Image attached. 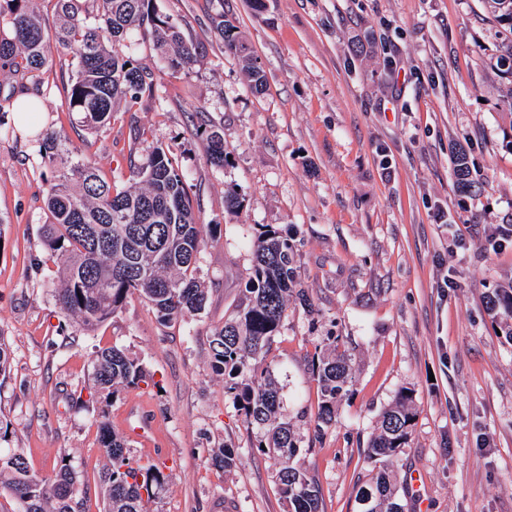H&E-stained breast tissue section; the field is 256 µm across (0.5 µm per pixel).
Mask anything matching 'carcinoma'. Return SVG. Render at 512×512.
<instances>
[{
    "label": "carcinoma",
    "mask_w": 512,
    "mask_h": 512,
    "mask_svg": "<svg viewBox=\"0 0 512 512\" xmlns=\"http://www.w3.org/2000/svg\"><path fill=\"white\" fill-rule=\"evenodd\" d=\"M32 0H0V71L15 79L14 89L25 93L28 80L51 60V45L71 54L72 78L67 111L94 130L112 117L116 105H134L152 97L157 76L134 63L121 45L137 31L152 38L165 54L167 68L182 72L197 61L194 44L179 23L159 14L152 0H56L58 23L46 33ZM487 13L503 29L497 45V65L512 76V0H482ZM224 48L236 55L244 46L232 27L218 24ZM207 162L224 166L229 151L224 137L204 129ZM45 166L54 169L70 154L67 139L49 128L36 133ZM135 178L118 188L100 170L95 155L72 157L58 170L45 199L50 222L44 240L63 273L57 291L60 309L75 323L92 329L106 321L125 299L138 294L164 320L204 309L207 291L193 276L196 256L206 234L217 225L200 224L183 181L178 161L157 148L146 162L134 166ZM456 185L463 193L479 190L466 162L457 164ZM300 242L273 228L262 230L253 242V264L244 299L224 326L210 337L212 366L224 375L247 428L256 432L252 447L278 460L274 478L288 512H321V495L309 476L293 426L282 418V398L274 370L267 363L288 303L295 297L315 312L304 291L296 288V258ZM495 330L512 344V284L485 296ZM314 381L320 390L317 430L336 425L341 401L351 383V358L341 340L329 336L310 356ZM99 392L117 395L145 381L144 368L116 346L104 348L93 366ZM416 411L412 393L402 390L380 415L368 440L365 456L378 463L373 483L360 489V512H405L398 497L395 464L409 444ZM107 464L99 482L104 512H147L160 497L167 475L153 464L134 460L126 440L105 426L99 436ZM239 459L237 449L212 451L209 463L230 471ZM21 512H89L87 491L77 486L72 467L63 463L49 478L32 474L22 453L0 449V479Z\"/></svg>",
    "instance_id": "obj_1"
}]
</instances>
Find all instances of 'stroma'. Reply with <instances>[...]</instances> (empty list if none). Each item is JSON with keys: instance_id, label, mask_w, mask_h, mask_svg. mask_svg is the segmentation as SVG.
<instances>
[{"instance_id": "stroma-1", "label": "stroma", "mask_w": 512, "mask_h": 512, "mask_svg": "<svg viewBox=\"0 0 512 512\" xmlns=\"http://www.w3.org/2000/svg\"><path fill=\"white\" fill-rule=\"evenodd\" d=\"M199 51L170 75L151 39L123 49L158 79L156 98L89 131L66 110L71 57L55 49L39 74L37 127H53L72 153L91 148L116 185L160 147L177 158L200 221L221 227L195 264L204 310L169 321L130 296L92 330L60 310L61 268L44 243L51 171L19 133L13 95L0 111V448L20 449L52 476L69 460L102 512L100 426L128 440L144 464H162L166 490L150 512H285L275 460L251 451L209 338L239 304L252 243L269 225L301 242L293 301L268 355L284 412L302 439L322 512H359L356 490L374 469L360 446L403 389L417 416L397 463L406 512H512V345L485 309L489 289L512 279V247L488 237L512 225V82L494 65L499 26L481 0H153ZM228 20L263 71L254 93L242 60L216 26ZM208 122L231 153L210 166ZM136 152H129V143ZM466 156L480 195L454 176ZM243 202L225 210L228 192ZM444 221H437V213ZM342 337L354 381L336 426L315 436L319 393L309 355ZM116 346L150 375L119 397L93 392L96 353ZM145 419L149 439L132 428ZM238 449L221 472L211 448Z\"/></svg>"}]
</instances>
